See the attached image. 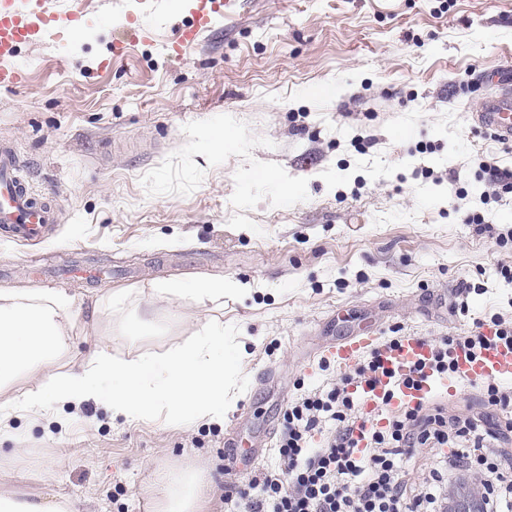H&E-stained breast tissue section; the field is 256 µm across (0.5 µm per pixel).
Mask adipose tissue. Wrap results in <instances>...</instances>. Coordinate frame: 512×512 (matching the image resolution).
Wrapping results in <instances>:
<instances>
[{
	"label": "adipose tissue",
	"mask_w": 512,
	"mask_h": 512,
	"mask_svg": "<svg viewBox=\"0 0 512 512\" xmlns=\"http://www.w3.org/2000/svg\"><path fill=\"white\" fill-rule=\"evenodd\" d=\"M170 297L220 309L224 282L201 278L184 288L150 280L90 298L63 288H1L0 392L20 381L25 387L0 401V443L13 440V417L37 419L55 403H101L128 423L158 414L175 424L223 419L224 375L238 367L240 355L225 343L219 318L194 324L185 343L161 354L123 358L112 352L113 316L122 318L121 335L142 336L151 325L143 309ZM79 333L94 344L78 359ZM209 486L205 470L172 467L159 481L155 510L201 512Z\"/></svg>",
	"instance_id": "obj_1"
}]
</instances>
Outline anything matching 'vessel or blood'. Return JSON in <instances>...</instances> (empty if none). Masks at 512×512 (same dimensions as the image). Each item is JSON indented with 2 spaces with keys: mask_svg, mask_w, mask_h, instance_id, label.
<instances>
[{
  "mask_svg": "<svg viewBox=\"0 0 512 512\" xmlns=\"http://www.w3.org/2000/svg\"><path fill=\"white\" fill-rule=\"evenodd\" d=\"M236 4L237 0H190L192 21L178 27L177 37L169 46L171 55L180 56L184 47L210 31L217 19L232 11ZM82 16L83 11L78 6L62 9L60 0H0V87L18 86L26 80L24 71L13 64L20 46L48 37L65 38ZM117 25L126 36L112 44V54L116 57L123 55L128 42L148 35L139 16L131 12L120 18ZM474 120L481 129L512 142V85L503 84L501 91L475 113ZM56 221L55 208L32 193L12 148L1 142L0 230L19 241L32 243L41 240L48 226ZM483 334L493 342L494 328H485ZM373 350L380 352L386 373L375 385L357 382L352 386L361 403L354 433L358 440L373 426L382 425L381 398H388L390 409L399 410L426 404L442 394L455 393L461 379L473 384L487 380L512 382V348L494 342L477 357L459 348L449 349L448 356L458 371L457 377L431 374L414 387L404 385L403 378L429 359L431 344L426 337L409 335L397 346L387 348L381 345L377 334L363 333L329 347L327 354L339 368L346 369Z\"/></svg>",
  "mask_w": 512,
  "mask_h": 512,
  "instance_id": "1",
  "label": "vessel or blood"
}]
</instances>
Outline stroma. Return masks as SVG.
Segmentation results:
<instances>
[{
    "label": "stroma",
    "mask_w": 512,
    "mask_h": 512,
    "mask_svg": "<svg viewBox=\"0 0 512 512\" xmlns=\"http://www.w3.org/2000/svg\"><path fill=\"white\" fill-rule=\"evenodd\" d=\"M84 7L79 32L20 48L28 84L0 88V141L60 209L40 243L0 236V287L219 276L248 289L224 296V339L244 353L220 422L129 424L92 404L64 409L65 426L16 419L26 453L0 459V494L153 512L161 474L195 466L212 483L203 512H225V484L276 466L289 401L341 376L328 344L512 318L498 273L512 243L463 221L512 226V194L492 195L482 169L512 168V153L471 117L497 92L488 75L512 70V0H242L179 58L165 44L186 2L165 0L118 61L107 18L138 0ZM34 256L74 274L33 275ZM169 308L155 301L158 334L113 353H163L208 315Z\"/></svg>",
    "instance_id": "1"
}]
</instances>
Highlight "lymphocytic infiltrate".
<instances>
[{"mask_svg":"<svg viewBox=\"0 0 512 512\" xmlns=\"http://www.w3.org/2000/svg\"><path fill=\"white\" fill-rule=\"evenodd\" d=\"M381 370L370 352L345 375L289 402L277 443L279 468L232 484L228 512H439L454 472L479 480L483 512H512V457L503 455L500 416L512 407V388L483 386L487 413L449 417L444 405L385 410L365 448L353 438L359 405L349 387ZM427 449L429 468L415 467Z\"/></svg>","mask_w":512,"mask_h":512,"instance_id":"f902f5d3","label":"lymphocytic infiltrate"}]
</instances>
